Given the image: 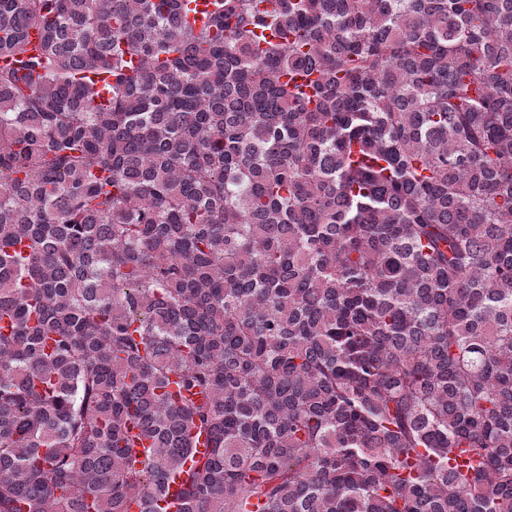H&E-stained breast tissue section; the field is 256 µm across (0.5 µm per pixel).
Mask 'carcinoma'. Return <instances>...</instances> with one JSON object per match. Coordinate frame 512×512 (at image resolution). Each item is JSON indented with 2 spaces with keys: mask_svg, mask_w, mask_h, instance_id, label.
I'll return each instance as SVG.
<instances>
[{
  "mask_svg": "<svg viewBox=\"0 0 512 512\" xmlns=\"http://www.w3.org/2000/svg\"><path fill=\"white\" fill-rule=\"evenodd\" d=\"M189 4L0 0V512H512V0Z\"/></svg>",
  "mask_w": 512,
  "mask_h": 512,
  "instance_id": "cac0c4a2",
  "label": "carcinoma"
}]
</instances>
